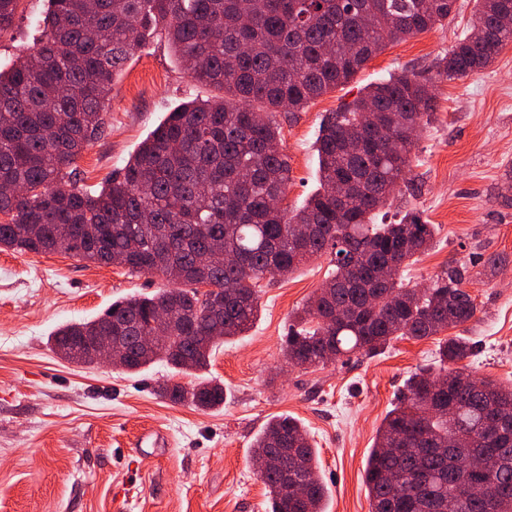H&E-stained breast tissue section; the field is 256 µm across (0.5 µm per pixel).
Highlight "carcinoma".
Wrapping results in <instances>:
<instances>
[{"mask_svg": "<svg viewBox=\"0 0 512 512\" xmlns=\"http://www.w3.org/2000/svg\"><path fill=\"white\" fill-rule=\"evenodd\" d=\"M455 2L50 0L45 38L0 70V247L118 261L169 283L59 328L57 352L93 363L78 342L110 325L129 352L123 371L158 362L175 376L205 369L220 343L252 327L261 281L324 254L335 269L282 343L295 367L376 353L394 339L437 336L473 319L464 268L441 269L424 289L404 282L436 226L417 210L388 217L390 192L406 181L434 112L433 86L391 74L330 113L316 139L319 188L294 210L283 206L289 169L274 120L348 84L389 43L448 22ZM475 2L469 32L438 62L449 80L488 67L512 42V0ZM17 7L0 0V31L13 26ZM155 31L192 80L224 97L180 104L100 190L78 189L71 166L104 133L114 77ZM214 244L233 261L203 264ZM161 306L173 319L146 355L137 337ZM472 352L468 338L448 337L436 370L407 380L366 462L372 512H512V386L448 368ZM195 386L200 393L167 382L158 389L204 412L224 405L223 383ZM476 448L498 459L486 496L463 494L482 481L465 467ZM252 457L267 461L269 512H325L316 448L299 420L271 417ZM294 476L307 492L293 504L286 488Z\"/></svg>", "mask_w": 512, "mask_h": 512, "instance_id": "obj_1", "label": "carcinoma"}]
</instances>
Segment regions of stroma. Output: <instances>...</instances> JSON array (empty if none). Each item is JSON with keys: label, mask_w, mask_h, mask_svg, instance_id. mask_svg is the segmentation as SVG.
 <instances>
[{"label": "stroma", "mask_w": 512, "mask_h": 512, "mask_svg": "<svg viewBox=\"0 0 512 512\" xmlns=\"http://www.w3.org/2000/svg\"><path fill=\"white\" fill-rule=\"evenodd\" d=\"M474 5L456 0L447 24L389 43L350 83L302 111L278 113L290 167L284 204L301 206L318 186L313 143L325 115L391 73L430 80L436 110L389 202L394 212L418 209L437 233L404 276L422 284L443 267H467L477 312L453 333L474 349L456 368L508 385L512 42L466 78L443 79L435 68L465 35ZM48 11V0H19L12 28L0 33L1 67L39 41ZM218 95L189 77L163 36L147 38L112 87L103 136L74 163L78 186L99 189L177 105ZM330 271L324 255L261 281L253 326L221 345L204 372L223 383L226 401L203 412L158 395L171 373L164 365L130 375L64 360L50 342L62 324L165 287L162 277L0 248V512H268L250 445L281 414L299 418L319 451L326 512H371L364 467L377 431L408 378L435 366L439 339H398L376 354L289 366L281 351L288 324Z\"/></svg>", "instance_id": "35a3bbf8"}]
</instances>
